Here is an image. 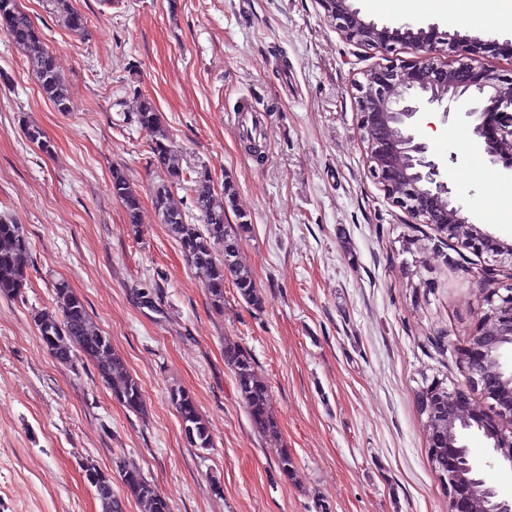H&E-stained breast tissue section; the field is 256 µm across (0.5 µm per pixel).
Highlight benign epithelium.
I'll return each instance as SVG.
<instances>
[{
    "label": "benign epithelium",
    "instance_id": "7a95c632",
    "mask_svg": "<svg viewBox=\"0 0 512 512\" xmlns=\"http://www.w3.org/2000/svg\"><path fill=\"white\" fill-rule=\"evenodd\" d=\"M325 13L335 21L345 40L358 46L389 53L399 42L415 50V57L390 60L364 74L356 85L360 130L367 142V160L372 177L388 199L403 209L414 224H439L448 236L494 260H512V244L480 231L463 239L456 228L473 223L471 213L452 197V189L442 178L440 165L430 145L415 131L419 114L429 106L449 117L452 105L470 101L475 106L464 112L470 134L484 143L490 162L512 172V75H499L485 68L481 55L491 51L512 57V39L484 41L445 30L437 24L415 27L409 22L379 25L367 21L350 0H320ZM456 54L451 61L441 56ZM489 312L508 313L500 319L496 332L479 345L467 344L462 356L467 370L465 384L448 389L454 411L460 409L492 441L499 458L512 466V430L500 427L499 420L512 421V400L495 403V415L478 408L473 394L492 376L488 362L499 341L512 340V282L486 296ZM448 476L442 483L448 494V512H473L480 502L483 512H512V503L497 499L495 490L479 476V468L463 456L461 448L448 444ZM461 471L478 474L467 489L455 490V476Z\"/></svg>",
    "mask_w": 512,
    "mask_h": 512
}]
</instances>
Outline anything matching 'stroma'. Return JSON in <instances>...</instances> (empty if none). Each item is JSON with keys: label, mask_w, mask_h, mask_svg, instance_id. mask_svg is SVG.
Returning a JSON list of instances; mask_svg holds the SVG:
<instances>
[{"label": "stroma", "mask_w": 512, "mask_h": 512, "mask_svg": "<svg viewBox=\"0 0 512 512\" xmlns=\"http://www.w3.org/2000/svg\"><path fill=\"white\" fill-rule=\"evenodd\" d=\"M79 37L47 0H20L70 95L44 98L0 31V213L30 241L22 297H0V512H101L83 465L123 485L133 459L171 512H448L415 404L422 377L465 381L459 348L480 324L485 294L512 280L430 225L412 223L370 176L354 84L384 63L345 41L319 0H72ZM365 19L439 24L484 40L511 26L476 23L502 0H410ZM162 113L187 166L232 179L252 231L240 262L262 310L224 286L215 312L150 201L157 173L136 122L142 96ZM420 138L443 162L459 201L488 233V200L512 173L472 157L458 114L429 111ZM41 127L43 153L25 137ZM124 169L142 200L133 234L111 191ZM66 280L141 383L145 414L113 398L92 365L72 369L45 350L33 321ZM156 308H142L141 289ZM252 355L281 439L254 432L224 345ZM190 392L213 446L189 447L171 389ZM461 441L499 500L512 466L477 429ZM295 462L287 479L277 462Z\"/></svg>", "instance_id": "stroma-1"}]
</instances>
